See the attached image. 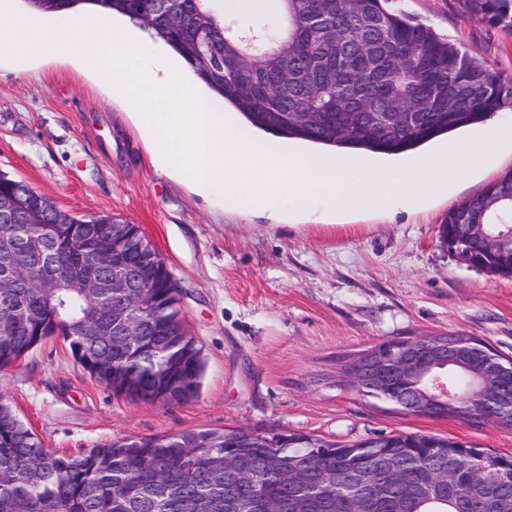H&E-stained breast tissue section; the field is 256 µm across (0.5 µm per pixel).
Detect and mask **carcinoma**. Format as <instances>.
<instances>
[{"mask_svg":"<svg viewBox=\"0 0 512 512\" xmlns=\"http://www.w3.org/2000/svg\"><path fill=\"white\" fill-rule=\"evenodd\" d=\"M134 0H25L28 7L49 12L66 4H90L131 18L163 40L206 86L224 97L252 126L277 137L321 144L337 150L386 154L411 151L424 143L475 125L499 112L512 111V77L469 57L397 5L399 0H282L278 16L284 33L252 30L285 46L288 99L277 89V72L267 62L246 60L229 43L239 32L226 27L209 0H171L165 10L137 9ZM465 11L489 25L512 26V0H463ZM224 55V61L218 56ZM24 192L41 208L25 232L52 241L56 264L51 277L59 288L50 293L9 271L4 240L13 230L0 224V296L12 304L0 312V368L27 355L49 336L69 342L78 362L91 376L110 386L130 379L147 390L158 383H177L176 395L187 401L198 390L203 365L199 353L181 370H173L181 337L172 334L178 315L170 288L155 291L146 314L152 333L135 339L133 350L114 345L112 294L92 295L70 284L67 274L85 265L96 247L94 237L73 230L107 216L74 217L48 203L25 181L0 173V197ZM484 224L512 225V172L489 183L480 193L448 212L447 224L465 215ZM463 249L484 260V270L512 276L484 254L483 241L470 238ZM138 269L162 267L158 257L127 252ZM474 365L440 370L458 395L470 391ZM339 444L313 435L288 434L257 441L235 430L187 431L174 438L144 437L100 445L80 456H60L45 448L11 407L0 401V512H231L235 491L224 485L212 459L239 456L255 467L254 492L290 508L293 492L267 476L262 462L270 456L303 461L322 453L310 469L308 483L336 467ZM349 460L373 471V455L403 448L398 463L416 472L434 464V450L453 448L461 469L478 472L488 484L503 475L512 479V456L466 442L426 433H397L348 444ZM394 489L380 512H501L494 498L476 494L463 479L455 498L399 503ZM304 512H340L336 495L309 499Z\"/></svg>","mask_w":512,"mask_h":512,"instance_id":"1","label":"carcinoma"}]
</instances>
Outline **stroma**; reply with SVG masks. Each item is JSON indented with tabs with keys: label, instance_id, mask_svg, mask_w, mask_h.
Segmentation results:
<instances>
[{
	"label": "stroma",
	"instance_id": "stroma-1",
	"mask_svg": "<svg viewBox=\"0 0 512 512\" xmlns=\"http://www.w3.org/2000/svg\"><path fill=\"white\" fill-rule=\"evenodd\" d=\"M402 7L472 57L512 76V28L460 0ZM512 170V142L439 196L358 213L317 202L275 217L210 202L159 175L127 103L66 58L22 76L0 70V172L71 215L137 225L181 288L180 316L201 351L195 398L113 394L63 338L0 370L4 400L50 451L188 430L306 434L341 444L438 434L512 455V423L410 415L363 395L345 361L393 338L462 333L512 359V277L469 267L440 238L448 212Z\"/></svg>",
	"mask_w": 512,
	"mask_h": 512
}]
</instances>
